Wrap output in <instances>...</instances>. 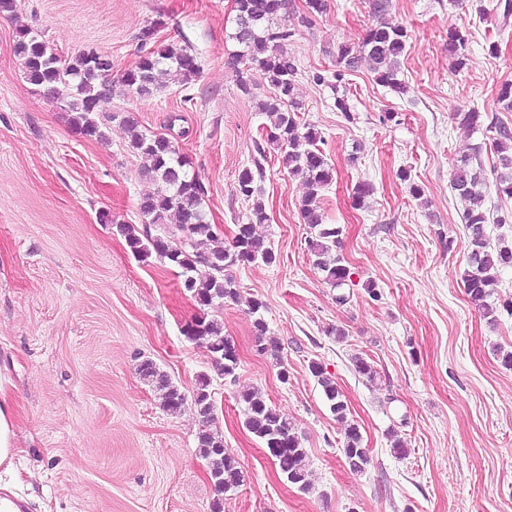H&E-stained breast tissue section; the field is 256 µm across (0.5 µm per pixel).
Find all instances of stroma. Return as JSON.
<instances>
[{"label":"stroma","instance_id":"obj_1","mask_svg":"<svg viewBox=\"0 0 512 512\" xmlns=\"http://www.w3.org/2000/svg\"><path fill=\"white\" fill-rule=\"evenodd\" d=\"M496 3L391 0L389 21L409 33L406 91L376 84L360 64L341 82L346 115L316 77L335 70L339 44H358L374 24L370 0H328L312 17L305 0H286L301 117L321 131L336 168L324 216L343 229L353 284L337 303L307 249L303 180L268 156L257 183L268 220L256 232L276 261L231 274L244 300H264L288 382L258 355L244 300L208 314L239 350L240 383L259 388L294 425L313 488L304 494L283 482L243 426L237 385L216 377L217 425L245 474L224 512H512V368L499 357L512 351V314L499 311L489 325L464 291V205L450 187L456 161L475 146L491 159L486 125H512V112L496 105L499 86L512 81V40L498 55L487 52L498 38ZM234 18V0H16L13 13L0 15V397L14 413L21 453L11 483L28 499L26 512H211L216 492L197 453L193 411L163 410L136 372L153 360L189 392L211 371L206 349L181 333L197 305L173 268L135 258L116 227L145 222L138 203L152 185L144 159L127 149L136 133L164 135L188 156L207 189V218L224 235L247 214L235 185L267 123L258 104L271 89L255 71L242 91L228 66ZM452 25L469 34L461 68L448 56ZM23 27L63 57L89 49L109 57L116 76L137 61L144 31L179 35L200 71L149 97L116 87L99 107L107 139L97 142L73 131L63 100L26 82L10 50ZM471 109L482 129L454 119ZM116 111L130 124L113 121ZM404 169L422 198L400 180ZM362 181L374 192L357 209L352 189ZM358 356L373 365L374 381L355 372ZM313 361L360 428L370 457L362 472L344 462V427L310 372ZM397 437L406 456L393 452Z\"/></svg>","mask_w":512,"mask_h":512}]
</instances>
